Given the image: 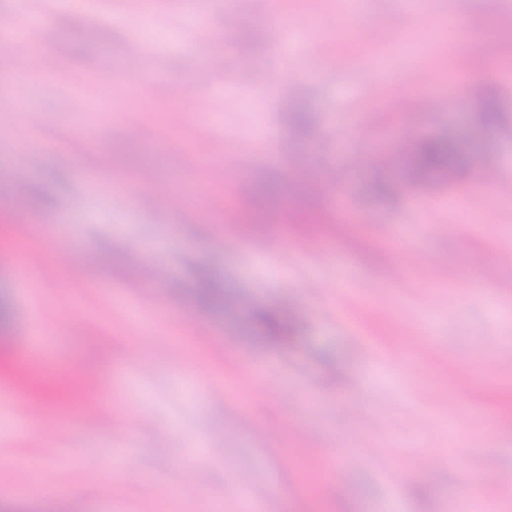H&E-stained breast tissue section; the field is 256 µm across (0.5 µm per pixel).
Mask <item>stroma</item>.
I'll use <instances>...</instances> for the list:
<instances>
[{
	"label": "stroma",
	"instance_id": "stroma-1",
	"mask_svg": "<svg viewBox=\"0 0 512 512\" xmlns=\"http://www.w3.org/2000/svg\"><path fill=\"white\" fill-rule=\"evenodd\" d=\"M275 12L296 42L261 40ZM338 13L337 0H157L135 56L138 0H0V28L53 58L19 77L0 47V393L16 386L15 349L43 336L65 357L33 394L37 429L16 431L0 401V512H462L465 481L512 512V323L488 311L512 306V267L494 261L512 255V0H363L371 37L307 24ZM458 16L482 22L470 36L491 48L487 80L444 34L390 69L369 47ZM207 30L224 57L210 72ZM240 70L254 82L233 81ZM453 98L463 107H422ZM434 138L468 166L418 181L371 162ZM101 153L112 165L95 187L84 175ZM142 180L139 203H114L110 186ZM392 180L403 189L376 192ZM184 187L191 202L168 208ZM221 195L252 223L205 207ZM144 263L158 319L127 309ZM207 275L223 309L196 295ZM251 366L269 397H253ZM73 380L98 407L84 424L62 394ZM209 448L223 457L196 475L187 462Z\"/></svg>",
	"mask_w": 512,
	"mask_h": 512
}]
</instances>
